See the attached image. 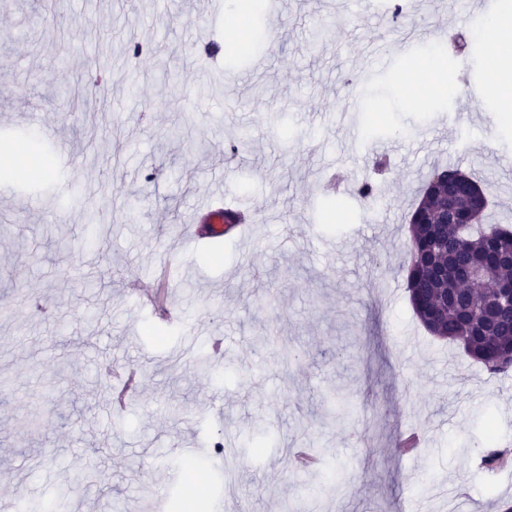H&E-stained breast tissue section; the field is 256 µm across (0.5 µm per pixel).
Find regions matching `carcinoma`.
I'll use <instances>...</instances> for the list:
<instances>
[{
  "instance_id": "obj_1",
  "label": "carcinoma",
  "mask_w": 512,
  "mask_h": 512,
  "mask_svg": "<svg viewBox=\"0 0 512 512\" xmlns=\"http://www.w3.org/2000/svg\"><path fill=\"white\" fill-rule=\"evenodd\" d=\"M461 174L456 166L436 168L419 202L409 216L410 261L405 268V288L413 311L434 336L460 344L492 376L512 371V308L493 311L502 288L512 286V228L483 223L486 208L479 209L469 227L442 222L444 186ZM471 267L483 273L484 284L468 289L459 279ZM512 462V452L488 448L482 465L501 470ZM207 503L205 488L190 497L176 496L173 512H201Z\"/></svg>"
}]
</instances>
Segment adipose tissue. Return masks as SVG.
<instances>
[{
	"label": "adipose tissue",
	"instance_id": "ef3b65f1",
	"mask_svg": "<svg viewBox=\"0 0 512 512\" xmlns=\"http://www.w3.org/2000/svg\"><path fill=\"white\" fill-rule=\"evenodd\" d=\"M482 34L496 62L488 81L489 91L500 100L504 112H512V17H488Z\"/></svg>",
	"mask_w": 512,
	"mask_h": 512
}]
</instances>
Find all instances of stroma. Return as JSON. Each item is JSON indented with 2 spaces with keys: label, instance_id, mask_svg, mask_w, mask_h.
Returning a JSON list of instances; mask_svg holds the SVG:
<instances>
[{
  "label": "stroma",
  "instance_id": "35a3bbf8",
  "mask_svg": "<svg viewBox=\"0 0 512 512\" xmlns=\"http://www.w3.org/2000/svg\"><path fill=\"white\" fill-rule=\"evenodd\" d=\"M0 0V484L56 512H168L187 449L223 440L236 456L197 473L205 512H500L512 468L481 465L487 430L512 449V374L493 377L414 316L401 266L407 214L439 164L486 189L490 220L512 225V126L496 97L464 91L408 103L405 79L433 48L374 63L398 31L447 29L449 78L484 83L488 61L460 51L471 17L423 0L401 23L355 0ZM222 47L194 63L199 30ZM138 40L142 56L123 49ZM104 65L103 94L73 108ZM33 136L47 160L27 178L2 163ZM240 143L237 154L225 144ZM382 193L366 201L362 178ZM221 188L258 210L221 247L185 245L181 226ZM98 216L97 226L86 223ZM219 260H212V253ZM180 321L164 343L144 329L131 288L153 289L162 261ZM295 357L280 361L277 340ZM211 358L198 371V353ZM143 373L113 415L110 373ZM416 430L420 450L397 441ZM313 448L335 469L292 468Z\"/></svg>",
  "mask_w": 512,
  "mask_h": 512
}]
</instances>
